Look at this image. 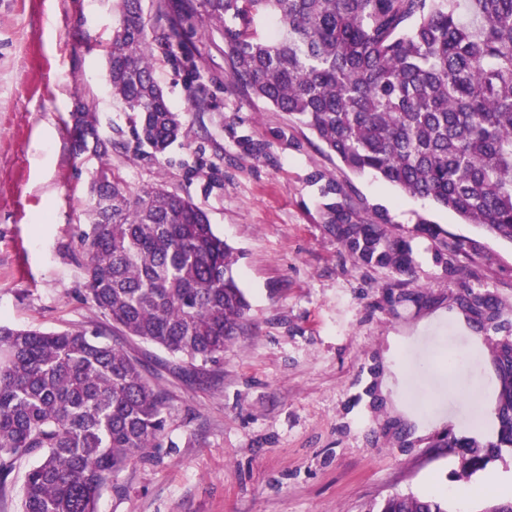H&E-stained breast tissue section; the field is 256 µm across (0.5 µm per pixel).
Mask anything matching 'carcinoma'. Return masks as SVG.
I'll list each match as a JSON object with an SVG mask.
<instances>
[{"label":"carcinoma","mask_w":512,"mask_h":512,"mask_svg":"<svg viewBox=\"0 0 512 512\" xmlns=\"http://www.w3.org/2000/svg\"><path fill=\"white\" fill-rule=\"evenodd\" d=\"M107 50L112 96L131 113L137 148L162 156L181 135L149 58L141 0H113ZM217 30L230 76L249 97L286 112L354 174L366 172L512 244V0H187L183 25ZM75 153L100 159L88 229L75 261L84 290L120 335L187 360L224 356L249 305L238 251L190 198L166 188L133 194L109 147H90L94 112L72 113ZM330 232L363 266L412 271L408 241L386 213L364 218L344 188L318 176ZM460 305L489 320L493 299ZM496 438L458 442L467 478L512 449V341L496 344ZM167 399L122 346L85 328L0 323V489L33 459L21 512H97L128 466L163 447ZM378 512H450L444 498L395 495Z\"/></svg>","instance_id":"cac0c4a2"}]
</instances>
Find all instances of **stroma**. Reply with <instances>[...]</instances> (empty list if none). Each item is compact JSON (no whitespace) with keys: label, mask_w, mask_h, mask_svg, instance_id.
I'll use <instances>...</instances> for the list:
<instances>
[{"label":"stroma","mask_w":512,"mask_h":512,"mask_svg":"<svg viewBox=\"0 0 512 512\" xmlns=\"http://www.w3.org/2000/svg\"><path fill=\"white\" fill-rule=\"evenodd\" d=\"M182 0H143L154 76L183 136L163 159L128 149V114L112 96L106 46L112 0H0V321L99 330L137 356L168 399L164 448L123 470L97 512H377L395 494L447 496L454 512L512 497V454L459 479L442 436L494 439L492 348L512 340V244L452 212L346 170L287 113L246 97L219 32L169 36ZM97 112L131 193L160 185L190 197L240 255L248 324L217 364L123 338L86 300L73 255L86 228L97 158L71 150L72 112ZM261 144L249 150L243 138ZM335 179L364 217L389 216L410 242L406 287L356 263L322 218L316 174ZM428 221L462 241L476 276L448 272ZM473 289L501 309L484 321L456 302ZM414 366L404 392L448 420L427 429L382 388L389 364Z\"/></svg>","instance_id":"obj_1"}]
</instances>
